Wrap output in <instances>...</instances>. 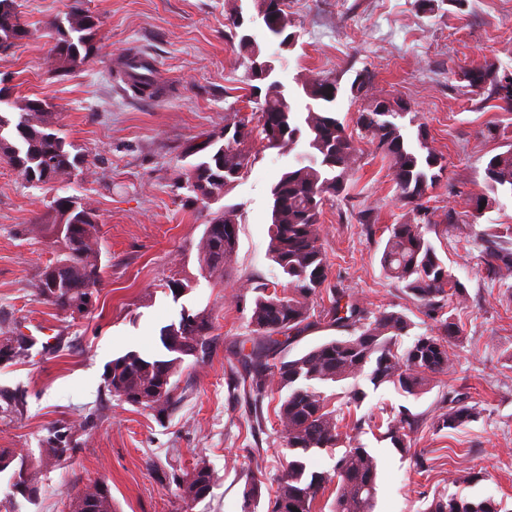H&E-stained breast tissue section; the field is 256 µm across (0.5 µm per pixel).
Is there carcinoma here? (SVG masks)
<instances>
[{"mask_svg":"<svg viewBox=\"0 0 512 512\" xmlns=\"http://www.w3.org/2000/svg\"><path fill=\"white\" fill-rule=\"evenodd\" d=\"M280 46L294 47L288 39V15L276 18ZM57 37L52 52L59 68L70 71L94 53L98 18L84 7L83 0L53 23ZM28 31L17 11V0H0V55L8 54L26 38ZM503 71L494 63L462 71L471 92L485 94L512 111V94L495 89ZM371 77L358 73L350 86L353 97L367 95ZM258 125L245 120L224 127V143L207 140L191 147V153L208 150L200 161L188 165L184 184L194 196L191 202L208 204L223 199L252 163L249 142L253 135L267 141L268 149L302 145L303 152L285 169L271 189L269 255L288 282L263 283L256 288L251 303L252 336L242 341L238 351L241 369L230 378L229 386L249 409L257 429L265 427L263 400L268 396V375L276 369L280 388L288 389L279 399L275 415L283 428V442L291 451L276 481L267 512H315L320 494L333 486L332 512H373L377 495L379 463L366 448L354 443L365 420L346 419L344 408L359 407L365 393L357 386L344 395L341 406L320 389L356 378L365 366L374 363L373 385L391 383L410 395L423 393L430 381L447 373L454 365L453 340L462 326L453 310L466 299L464 283L439 257L429 234L440 235L429 218L424 198L445 166L442 156L426 144L424 126L418 127L419 148L404 137L397 123L398 112L386 111L384 99L375 97L358 113L356 124L369 134L388 159L397 192L412 206L414 221L395 224L383 248V270L412 296L437 332L424 333L404 344L402 337L414 328L409 317L399 311L373 314L346 292L331 290L328 303L315 310L328 279V266L321 237V215L325 202L342 195L356 161L351 136L336 111L339 83L318 76L302 85L307 99L305 111L287 100L274 72L251 86ZM55 113L42 99H28L17 116L0 114V159L33 183L45 184L76 168L78 155L55 129ZM485 192L472 199V208L481 213L492 208L498 191L512 192V143L508 149L488 157L485 163ZM239 214L226 205L208 221L200 245L201 269L208 274L222 273L232 262L237 247ZM99 216L73 196L57 197L49 206L42 225L45 237L58 247L56 259L45 266L34 284L36 295L63 312L82 313L92 305V297L102 282L98 251L94 245L100 232ZM482 258L487 278L503 282L512 278V225L492 224L482 234ZM347 331L350 336L318 344L303 354L285 359L281 353L319 323ZM212 321L205 312L185 313L176 324L163 328L160 341L167 355L147 358L130 351L112 360L104 377V387L117 400L142 407L162 419L180 402L179 374L192 345L210 343ZM28 345L18 338L0 344V358L26 354ZM481 411L462 394L448 393L447 405L431 423L435 431L458 429L477 421ZM417 428L415 416L402 411L387 426L384 437L402 452L410 449L409 438ZM346 445L337 459L335 475L311 471L308 457L322 450ZM72 451L67 432L54 427L42 442L41 461H56ZM29 468L25 457L0 455V473L11 470L12 495L32 500L36 489L33 478L21 480ZM217 473L200 459L184 478H174L183 501L207 497L217 482ZM72 512H114L112 494L100 483L78 493ZM424 512H502L491 498L477 500L438 494Z\"/></svg>","mask_w":512,"mask_h":512,"instance_id":"1","label":"carcinoma"}]
</instances>
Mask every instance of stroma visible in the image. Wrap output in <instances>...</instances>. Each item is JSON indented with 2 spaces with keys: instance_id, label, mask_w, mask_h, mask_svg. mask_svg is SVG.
Segmentation results:
<instances>
[{
  "instance_id": "obj_1",
  "label": "stroma",
  "mask_w": 512,
  "mask_h": 512,
  "mask_svg": "<svg viewBox=\"0 0 512 512\" xmlns=\"http://www.w3.org/2000/svg\"><path fill=\"white\" fill-rule=\"evenodd\" d=\"M17 3L29 34L0 56V80L15 105L37 98L52 104L62 137L83 164L43 185L0 161V339L36 328L55 336L49 348L0 361V390L23 402L20 412L0 416V449L34 460L37 488L33 500L16 498L0 512H71L73 497L94 481L109 487L116 512H244L250 478L269 495L289 457L274 401L264 403V432L253 434L226 379L237 364L235 342L250 332L255 287L283 280L268 255L270 188L294 156L254 143L251 168L224 199L239 213L236 253L213 276L198 260L209 211L187 202L181 181L191 146L251 114L246 66L224 18L237 8L255 14L257 2L85 0L100 21L97 53L67 73L50 53L51 22L71 0ZM286 10L296 46L283 49L263 31L258 43L290 96L301 97L303 84L318 76L338 81L339 117L358 148L346 191L321 217L326 285L347 290L370 312H404L417 335L431 332L432 321L380 264L388 227L412 214L388 161L356 124L368 104L349 91L356 74L369 71L375 96L405 103L399 123L406 136L416 139L425 127L429 147L445 161L427 205L445 229L434 240L437 251L467 289L457 310L458 358L417 396L389 383L373 386L365 373L356 378L366 394L358 415L406 409L423 422L405 454L377 432L360 435L380 465L375 512H424L440 493L490 497L512 512V289L486 280L480 240L487 225L512 224V195L498 193L479 217L471 205L485 189L487 157L503 149L484 131L512 127V112L471 93L459 77L486 60L512 68V0H440L431 13L420 0H287ZM133 53L156 63L157 96L134 95L120 77L118 60ZM56 196L77 197L100 218L102 283L83 315L55 309L33 288L56 256L38 225ZM173 277L188 280L189 289L173 295L166 286ZM185 310L210 315L211 347L204 359L186 358L178 376L182 400L170 416L161 420L112 398L104 387L112 359L162 353L161 329ZM453 389L468 393L481 417L433 431L430 422ZM59 425L69 427L74 451L37 465L41 441ZM201 457L219 479L189 511L171 476L190 473ZM469 468L484 479L458 482Z\"/></svg>"
}]
</instances>
